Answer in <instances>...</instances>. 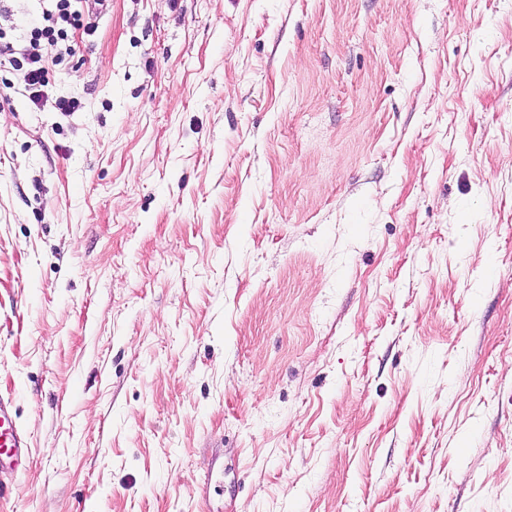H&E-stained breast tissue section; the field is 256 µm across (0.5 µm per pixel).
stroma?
<instances>
[{
  "label": "stroma",
  "mask_w": 512,
  "mask_h": 512,
  "mask_svg": "<svg viewBox=\"0 0 512 512\" xmlns=\"http://www.w3.org/2000/svg\"><path fill=\"white\" fill-rule=\"evenodd\" d=\"M87 21L0 66V512H512V0ZM30 451L27 435L19 428L12 400L0 399V483L6 472H14Z\"/></svg>",
  "instance_id": "stroma-1"
}]
</instances>
